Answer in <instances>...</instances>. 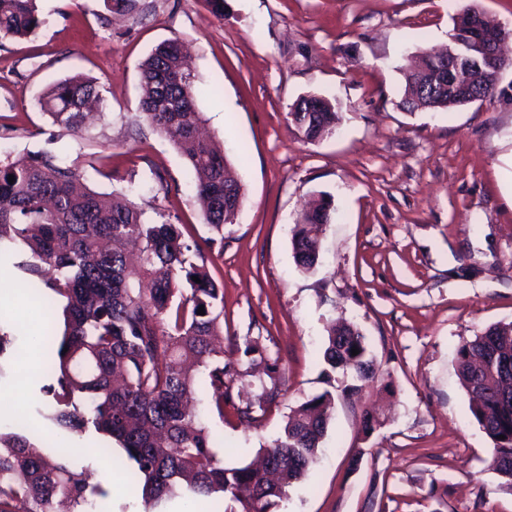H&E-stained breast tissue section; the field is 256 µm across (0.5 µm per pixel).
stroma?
<instances>
[{"label": "stroma", "instance_id": "obj_1", "mask_svg": "<svg viewBox=\"0 0 512 512\" xmlns=\"http://www.w3.org/2000/svg\"><path fill=\"white\" fill-rule=\"evenodd\" d=\"M472 4L512 29V0H224L220 16L205 0H138L133 15L104 0H38L47 26L0 39V157L50 151L80 161L88 188L125 193L200 242L210 231L185 156L138 118L143 61L167 40L188 45L196 110L244 194L223 254L207 263L224 290V356L241 374L223 411L202 389L198 411L232 467L254 460L292 408L334 396L318 461L281 512H512L456 361L463 340L512 322V69L490 101L399 106L407 56L446 45L453 17ZM78 74L94 79L104 117L61 136L37 101ZM309 94L339 114L335 133L315 141L288 120ZM323 193L336 217L306 272L291 229ZM338 320L365 336L373 379L325 375L326 329ZM39 327L36 316L24 329L0 316L10 340L0 394L19 401L0 406V431L21 430L41 452L92 467L109 491L107 512H143L138 488L97 456L107 436L41 415L52 379L18 357ZM243 336L262 358L237 355ZM272 381L278 397L260 403ZM249 405L253 424L239 415ZM367 412L380 420L369 433Z\"/></svg>", "mask_w": 512, "mask_h": 512}]
</instances>
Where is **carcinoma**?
<instances>
[{"label":"carcinoma","mask_w":512,"mask_h":512,"mask_svg":"<svg viewBox=\"0 0 512 512\" xmlns=\"http://www.w3.org/2000/svg\"><path fill=\"white\" fill-rule=\"evenodd\" d=\"M478 12L469 6L454 19L448 47L468 39L471 15ZM45 24L36 0H0V38L28 37ZM438 67V56L427 54L405 73L401 107L410 111L421 103L428 110H450L470 104L446 90L419 95ZM199 94L181 66L179 40L159 45L143 62L139 118L177 146L192 144L187 166L211 231L205 242L221 253L224 188L240 206L243 193L224 153L198 137L200 117L193 108ZM96 98L91 82L73 77L55 83L43 106L61 131L79 134L86 106ZM288 117L311 141L335 132L339 122L324 97L310 104L299 98ZM78 177L76 165L49 152L0 160V254L22 243L28 257L17 263L19 269L38 277L47 267L55 272L47 282L54 297L40 298L41 316H51L55 299L63 302L62 336L49 321L35 342L47 353L38 365L56 380L47 387L55 404L46 417L68 431L92 428L116 440L132 463L126 476L140 488L145 512L184 495L218 498L223 512H278L288 488L318 459L332 393L291 409L265 449L262 468L224 466L208 427L190 405L191 367L206 372L210 399L221 415L232 402L227 378L237 373L235 362L224 361V350L214 345L224 296L203 249L186 241L176 225L147 220L132 202L109 205L93 190L75 192ZM334 212L332 197L322 195L302 215L304 223L294 226L299 268L316 266L322 227ZM353 348L359 350L355 356ZM456 357L470 412L493 443L490 470L512 491V322L462 341ZM323 358L333 372L372 378L365 337L350 324L329 330ZM107 495L85 471L42 453L26 436L0 432V512H52L59 499L75 510Z\"/></svg>","instance_id":"obj_1"}]
</instances>
